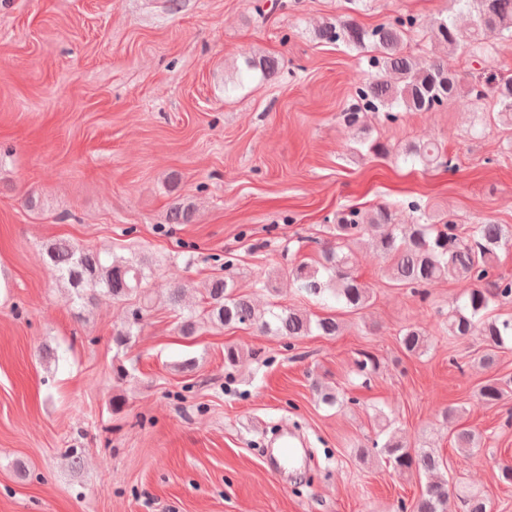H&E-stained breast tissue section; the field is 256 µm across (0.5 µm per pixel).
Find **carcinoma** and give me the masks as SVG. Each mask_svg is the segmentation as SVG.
I'll return each instance as SVG.
<instances>
[{
    "label": "carcinoma",
    "instance_id": "cac0c4a2",
    "mask_svg": "<svg viewBox=\"0 0 512 512\" xmlns=\"http://www.w3.org/2000/svg\"><path fill=\"white\" fill-rule=\"evenodd\" d=\"M459 10L471 17L470 26L461 28L450 17L423 24L413 16L398 17L373 28L360 25L348 14L327 18L314 31L317 39L342 43L368 54L371 71L356 89L355 102L343 113L344 123L357 134L368 151L390 155L405 163L427 169L442 158L439 141L408 143L396 151L372 137L371 119L383 115L394 121L399 112H435L462 91L458 71L448 63L455 55L485 56L497 39L512 40V0H454ZM422 33L428 45L442 51L435 57L416 55L409 48L414 33ZM275 58L260 54L245 61L244 71L269 79L278 73ZM486 121L512 130V76L488 73L467 89ZM411 217L400 221L397 212L386 205L370 210L340 209L331 225L333 239L323 243L315 263L302 262L289 277L299 291L320 299H332L354 311L369 306L370 289L355 275L357 248L367 243L384 260V272L396 288L418 292L440 281L466 279L472 287L448 310L443 323L448 335L466 339L481 336L482 353L477 362L485 368L495 366L498 353L512 343V320L491 314L493 307L512 299V280H490L499 253L512 247V227L479 220L461 227L450 219L439 218L418 205H411ZM47 264L58 279L67 283L76 299L102 294L119 302H132L130 317L112 341L117 349L129 346L143 313L151 305L145 288L153 273L145 258L114 255L106 259L97 251L79 252L69 241L58 239L46 248ZM234 258L224 257V275L213 277L205 288L201 310L181 313L178 331L196 335L200 325L216 328L256 327L264 333L294 338L298 336H338L343 324L336 316H313L297 308L274 305L259 310L248 297L237 292L231 272ZM428 334L412 325L400 330L399 344L409 354H420L428 346ZM358 374L378 370L379 360L362 352L355 361ZM512 394V380L492 378L478 388L479 398L496 405ZM385 434L380 447L386 461L402 472L426 477L421 495L412 512H448V499L455 494L449 481L435 478L444 466L443 458L432 448H413L390 430L384 416L377 417ZM479 433L462 428L453 434L460 455L468 457L480 444ZM465 512H489V501L477 494L462 497Z\"/></svg>",
    "mask_w": 512,
    "mask_h": 512
}]
</instances>
